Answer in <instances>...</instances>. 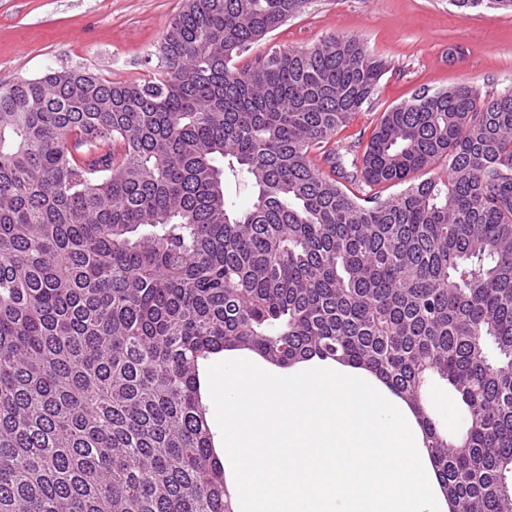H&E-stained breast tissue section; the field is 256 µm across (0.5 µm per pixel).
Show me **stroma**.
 <instances>
[{
    "label": "stroma",
    "instance_id": "35a3bbf8",
    "mask_svg": "<svg viewBox=\"0 0 512 512\" xmlns=\"http://www.w3.org/2000/svg\"><path fill=\"white\" fill-rule=\"evenodd\" d=\"M183 0H0V82L81 69L114 82L148 76L146 59ZM359 37L387 64L373 100L335 138L367 144L383 112L419 90L512 87V12L450 0H308L253 48H299Z\"/></svg>",
    "mask_w": 512,
    "mask_h": 512
}]
</instances>
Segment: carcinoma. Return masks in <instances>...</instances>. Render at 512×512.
<instances>
[{"mask_svg":"<svg viewBox=\"0 0 512 512\" xmlns=\"http://www.w3.org/2000/svg\"><path fill=\"white\" fill-rule=\"evenodd\" d=\"M307 3L185 0L147 79L0 84V512H236L199 376L230 350L372 373L450 512H512V90L420 91L340 149L384 75L362 40L245 60ZM228 193L239 207H247L252 196L251 184L243 177L226 176ZM427 400L430 410L436 421L450 431L461 430L466 426V416L458 402L448 394L446 385L440 381H431L427 387ZM447 400L454 405L452 414H448V402L446 408L442 401Z\"/></svg>","mask_w":512,"mask_h":512,"instance_id":"cac0c4a2","label":"carcinoma"}]
</instances>
